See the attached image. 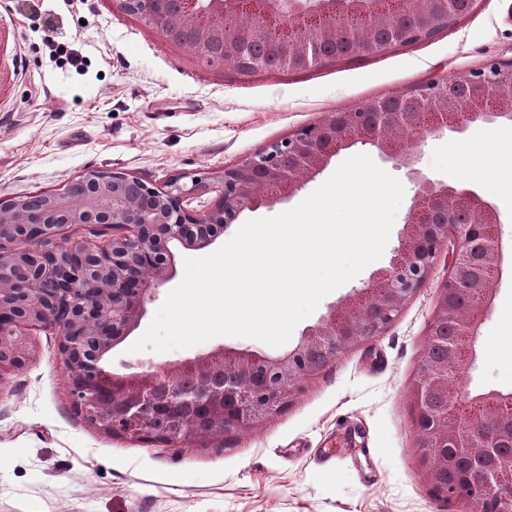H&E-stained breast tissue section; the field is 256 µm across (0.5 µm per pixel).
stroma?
<instances>
[{
  "instance_id": "1",
  "label": "stroma",
  "mask_w": 512,
  "mask_h": 512,
  "mask_svg": "<svg viewBox=\"0 0 512 512\" xmlns=\"http://www.w3.org/2000/svg\"><path fill=\"white\" fill-rule=\"evenodd\" d=\"M512 58V0H477L434 38L292 71L247 76L167 42L117 0H0V200L54 192L119 169L147 186L214 177L225 165L335 112L456 79ZM427 140L417 166L432 179L489 196L512 249V198L468 180ZM382 257L325 296L305 325L387 266ZM448 276L437 265L382 335L300 383L287 404L225 441L176 450L91 427L71 406L56 331L31 327L35 356L0 374V512H458L421 478L407 386ZM477 360L462 390H512V268L491 285Z\"/></svg>"
}]
</instances>
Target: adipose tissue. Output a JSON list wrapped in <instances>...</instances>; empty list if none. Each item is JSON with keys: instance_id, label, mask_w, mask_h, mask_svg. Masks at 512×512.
I'll list each match as a JSON object with an SVG mask.
<instances>
[{"instance_id": "adipose-tissue-1", "label": "adipose tissue", "mask_w": 512, "mask_h": 512, "mask_svg": "<svg viewBox=\"0 0 512 512\" xmlns=\"http://www.w3.org/2000/svg\"><path fill=\"white\" fill-rule=\"evenodd\" d=\"M449 151L464 161V174L487 182L496 193L512 197V134L485 131L478 139L464 138Z\"/></svg>"}]
</instances>
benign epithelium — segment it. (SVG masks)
<instances>
[{
  "instance_id": "7a95c632",
  "label": "benign epithelium",
  "mask_w": 512,
  "mask_h": 512,
  "mask_svg": "<svg viewBox=\"0 0 512 512\" xmlns=\"http://www.w3.org/2000/svg\"><path fill=\"white\" fill-rule=\"evenodd\" d=\"M121 0L167 41L202 59L221 60L244 75L305 69L328 58L354 30L352 58L433 36L468 14L476 0ZM248 15L252 22L244 24ZM256 42H274L281 60L250 55ZM469 94L448 90L435 77L395 96L379 98L304 126L224 166L210 184L175 176L149 187L123 172H91L38 202L26 196L0 201V370L32 360L25 328L58 329V353L79 381L72 404L91 425L114 436L134 435L168 447L250 429L277 413L290 391L343 353L381 334L424 287L439 262L448 267L425 331L429 346L443 326L455 335L448 354L430 360L412 379L408 397L418 465L441 496L481 512H512V392H461L457 375L476 359L478 324L490 313L491 281L504 251L494 205L471 188L424 175L421 144L480 122H512V59H490L461 76ZM412 135L409 141L397 137ZM369 144L384 161L407 170L415 193L389 266L374 271L278 356L217 345L131 377L110 370L107 355L140 324L146 305L175 273L174 248L200 250L241 214L289 200L341 150ZM214 197L193 205L202 196ZM75 225L102 226V240H76ZM448 394V409L431 416L429 401ZM153 406L170 435L155 437L141 416Z\"/></svg>"
}]
</instances>
